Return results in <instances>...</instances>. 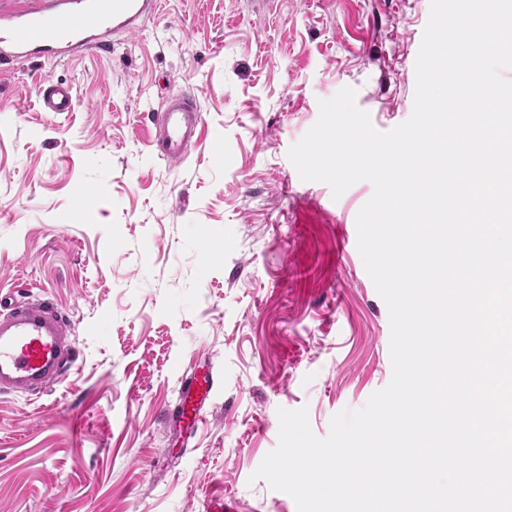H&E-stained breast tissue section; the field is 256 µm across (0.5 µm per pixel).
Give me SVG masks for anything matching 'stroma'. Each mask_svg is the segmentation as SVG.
<instances>
[{
	"label": "stroma",
	"instance_id": "obj_1",
	"mask_svg": "<svg viewBox=\"0 0 512 512\" xmlns=\"http://www.w3.org/2000/svg\"><path fill=\"white\" fill-rule=\"evenodd\" d=\"M430 0H162L140 32L62 64L0 68V287L68 315L76 369L0 395V512H297L253 479L278 409L323 438L392 378L387 307L356 242L373 193L288 158L319 102L356 91L373 126L412 114ZM72 84L71 112L38 103ZM194 92L198 143L158 157L150 116ZM219 384L198 425L179 378Z\"/></svg>",
	"mask_w": 512,
	"mask_h": 512
}]
</instances>
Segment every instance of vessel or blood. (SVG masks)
<instances>
[{
  "label": "vessel or blood",
  "instance_id": "vessel-or-blood-1",
  "mask_svg": "<svg viewBox=\"0 0 512 512\" xmlns=\"http://www.w3.org/2000/svg\"><path fill=\"white\" fill-rule=\"evenodd\" d=\"M158 9V0H28L23 8L0 0V64L69 61L135 33ZM74 103L71 84L51 81L43 90L46 111L70 112ZM200 122L194 96L169 95L151 117L150 144L159 156L181 161L199 139ZM70 331L69 319L50 299L14 304L0 294V393L42 395L62 382L74 362ZM214 384L207 371L183 376L179 415L202 420L203 396Z\"/></svg>",
  "mask_w": 512,
  "mask_h": 512
}]
</instances>
